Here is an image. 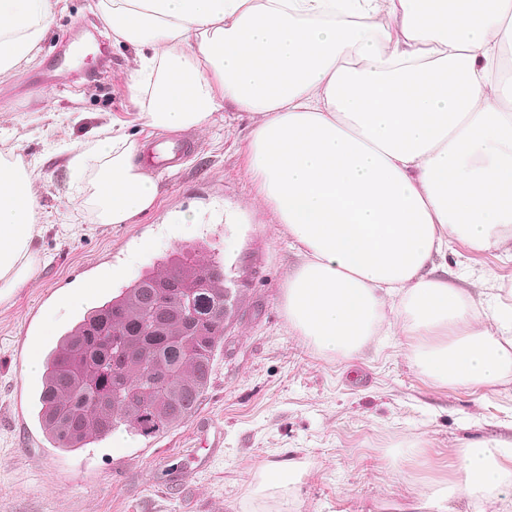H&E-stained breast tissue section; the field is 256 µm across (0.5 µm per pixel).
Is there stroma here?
Listing matches in <instances>:
<instances>
[{
	"instance_id": "obj_1",
	"label": "stroma",
	"mask_w": 512,
	"mask_h": 512,
	"mask_svg": "<svg viewBox=\"0 0 512 512\" xmlns=\"http://www.w3.org/2000/svg\"><path fill=\"white\" fill-rule=\"evenodd\" d=\"M53 19L32 58L0 80V156L33 167L40 263L0 303V512H430L427 496L456 480L462 448L485 438L512 441V375L494 385H440L418 373L411 341L400 330L371 337L348 357L318 351L288 321L285 286L301 262L289 237L249 176L253 116L213 113L179 169L156 175L153 210L133 224H105L91 195L100 159L80 178L71 153L97 139L126 135L142 142L155 128L141 116L149 92L134 94L129 74L140 49L107 42L111 66L84 61L85 74L58 84L49 55L69 36L84 40L98 0H53ZM191 211L194 224H169ZM203 242L238 278L240 308L224 331L209 385L191 415L154 438L118 430L96 448L98 478L87 484L71 456L53 459L16 406L28 363L17 350L58 335L83 310L64 298L110 275L109 289L135 279L156 255ZM449 280L470 296L480 327L496 329V310L512 307V235L490 252L454 239L445 256ZM126 268L112 277V269ZM224 429L222 451L192 463L194 426ZM288 462L295 480L260 490L262 468ZM189 488L171 491L181 467ZM453 512H512V476L495 489L458 491Z\"/></svg>"
}]
</instances>
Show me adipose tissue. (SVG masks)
Wrapping results in <instances>:
<instances>
[{"label": "adipose tissue", "instance_id": "obj_1", "mask_svg": "<svg viewBox=\"0 0 512 512\" xmlns=\"http://www.w3.org/2000/svg\"><path fill=\"white\" fill-rule=\"evenodd\" d=\"M112 38L143 46L132 88L151 79L143 115L162 130L205 127L232 106L258 115L250 173L302 247L286 284L290 323L321 351L361 350L400 296L411 361L442 384L512 375V310L501 331L436 260L449 239L479 252L512 233V0H99ZM52 0H0V77L32 55ZM103 158L94 202L105 224L153 209L157 188L128 138L92 142ZM37 201L22 159H0V301L34 273ZM457 485L500 484L512 443L471 442Z\"/></svg>", "mask_w": 512, "mask_h": 512}]
</instances>
